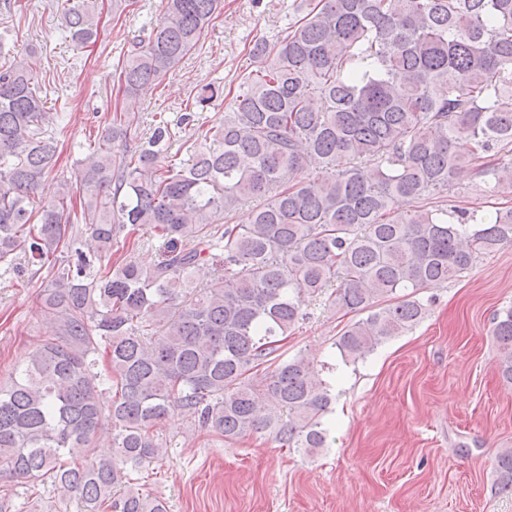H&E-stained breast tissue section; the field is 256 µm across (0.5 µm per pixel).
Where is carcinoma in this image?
Wrapping results in <instances>:
<instances>
[{"instance_id": "cac0c4a2", "label": "carcinoma", "mask_w": 512, "mask_h": 512, "mask_svg": "<svg viewBox=\"0 0 512 512\" xmlns=\"http://www.w3.org/2000/svg\"><path fill=\"white\" fill-rule=\"evenodd\" d=\"M224 0H166L132 46L119 89L136 96L195 49ZM287 36L254 41L224 123L198 131L189 160L162 165L171 121L113 117L75 182L31 208L55 166L53 114L26 58L0 66V267L47 268L45 339L0 384V477L50 485L86 512H167L132 487L159 461L154 430L179 411L228 443L266 433L306 453L327 447L333 386L315 360L280 358L307 299L356 313L335 347L355 364L425 317L419 290L512 244V207L486 216L428 199L469 164L512 194V0H304ZM72 44L95 42L91 0H64ZM469 143L462 154L456 144ZM497 157L489 168L480 164ZM323 171L304 176L307 166ZM255 197L246 224L214 226ZM165 240L145 267L139 229ZM96 242L85 253L79 236ZM210 262L224 273L205 284ZM496 368L512 386V308L492 319ZM104 367V376L92 373ZM112 401L103 402V390ZM112 432V455L97 453ZM512 494V448L493 454Z\"/></svg>"}]
</instances>
